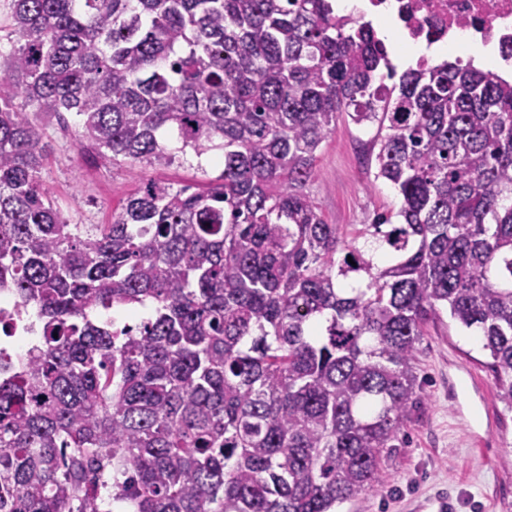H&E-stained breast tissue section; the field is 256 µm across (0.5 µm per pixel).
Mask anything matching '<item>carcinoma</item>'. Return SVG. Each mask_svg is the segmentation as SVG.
Masks as SVG:
<instances>
[{
  "label": "carcinoma",
  "instance_id": "carcinoma-1",
  "mask_svg": "<svg viewBox=\"0 0 512 512\" xmlns=\"http://www.w3.org/2000/svg\"><path fill=\"white\" fill-rule=\"evenodd\" d=\"M9 9L0 289L34 336L0 352V512H335L382 484L444 311L512 408L511 80L399 75L331 0ZM31 112L74 114L114 161L222 170L70 224ZM343 114L378 126L374 179L399 197L349 235L306 190Z\"/></svg>",
  "mask_w": 512,
  "mask_h": 512
}]
</instances>
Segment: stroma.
I'll return each mask as SVG.
<instances>
[{
	"mask_svg": "<svg viewBox=\"0 0 512 512\" xmlns=\"http://www.w3.org/2000/svg\"><path fill=\"white\" fill-rule=\"evenodd\" d=\"M48 146L42 176L72 224H108L142 182L199 189L219 175L209 159L166 168L113 161L88 150L76 120L35 116ZM370 132L338 118L316 160L309 190L327 223L352 232L374 212L397 208L394 189L368 164ZM479 340L450 318L428 325L418 352L423 407L407 423L396 461L376 491L337 512H512V410L498 399Z\"/></svg>",
	"mask_w": 512,
	"mask_h": 512,
	"instance_id": "stroma-1",
	"label": "stroma"
}]
</instances>
